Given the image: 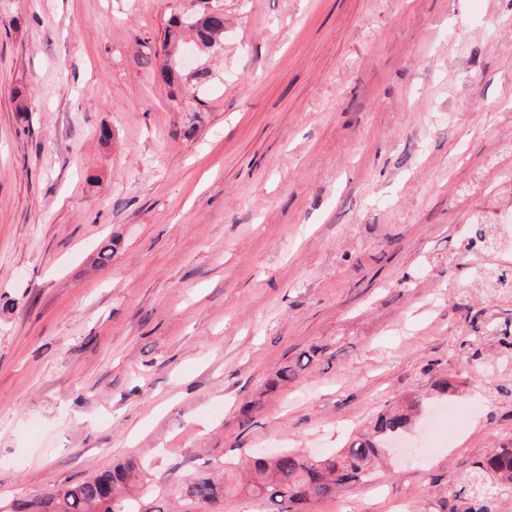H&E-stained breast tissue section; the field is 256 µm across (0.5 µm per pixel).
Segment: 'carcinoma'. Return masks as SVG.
Here are the masks:
<instances>
[{
  "instance_id": "obj_1",
  "label": "carcinoma",
  "mask_w": 512,
  "mask_h": 512,
  "mask_svg": "<svg viewBox=\"0 0 512 512\" xmlns=\"http://www.w3.org/2000/svg\"><path fill=\"white\" fill-rule=\"evenodd\" d=\"M190 30L201 50L214 52L224 41V12L219 9L194 15ZM209 83V70L199 69L183 85L193 95ZM488 250L494 247L491 227L478 224L472 229L467 246ZM490 288H512V269L497 267L485 274ZM410 417L402 410L381 413L370 434L356 436L346 448L327 456H309L284 450L272 456L254 455L250 460V476L238 486L226 484V468L212 473L189 476L183 486L190 504L201 512L226 493H239L263 499L279 506L285 503L330 497L341 486L365 482L373 476V465L388 439L404 431ZM132 462L104 469L74 485L47 489L29 499L11 505V512H161L160 507L145 503L132 483ZM512 484V447H500L476 463L469 478L470 486L488 498V484Z\"/></svg>"
}]
</instances>
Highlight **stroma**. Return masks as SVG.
I'll list each match as a JSON object with an SVG mask.
<instances>
[{"label":"stroma","mask_w":512,"mask_h":512,"mask_svg":"<svg viewBox=\"0 0 512 512\" xmlns=\"http://www.w3.org/2000/svg\"><path fill=\"white\" fill-rule=\"evenodd\" d=\"M208 4L192 100L163 44ZM507 208L512 0H0V502L133 460L184 512L187 473L414 400L412 434L461 415L443 447L289 512H469L512 251L467 237ZM190 30L200 50L214 52L221 49L224 41V12L214 9L194 15Z\"/></svg>","instance_id":"1"}]
</instances>
